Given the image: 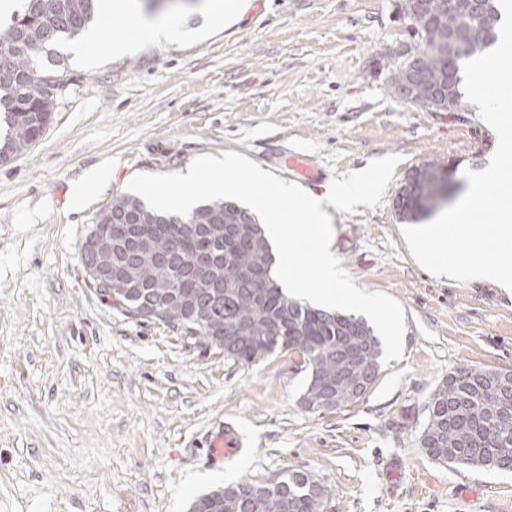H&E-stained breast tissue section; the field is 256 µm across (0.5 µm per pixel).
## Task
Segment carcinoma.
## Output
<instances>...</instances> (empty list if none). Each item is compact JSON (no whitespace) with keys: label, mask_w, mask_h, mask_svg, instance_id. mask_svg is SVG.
Wrapping results in <instances>:
<instances>
[{"label":"carcinoma","mask_w":512,"mask_h":512,"mask_svg":"<svg viewBox=\"0 0 512 512\" xmlns=\"http://www.w3.org/2000/svg\"><path fill=\"white\" fill-rule=\"evenodd\" d=\"M0 38V119L7 130L0 153L11 159L26 152L38 132L52 121L57 99L72 84L71 73L56 58L55 47L64 39L83 33L99 13L101 0H26ZM193 0H145L144 11L182 8ZM499 21L498 0H487L480 20L481 34L473 40L445 43L435 48L438 38L475 24L467 0H446L436 22L418 18L414 33L429 34L423 62L434 77L452 67L460 73V62L493 45ZM41 57L51 59L53 68L40 66ZM426 183L448 179V161L423 163ZM399 219L418 222L435 212L426 208V196L418 188L405 193L398 204ZM124 221L127 235L112 240V253L95 257L100 264L130 265L135 268L141 290L117 296L116 305L128 317L163 324L179 320L180 332L210 342L213 328L224 327V354L233 361L250 364L282 349L302 353L309 371L303 397L313 395L316 383L325 390L354 386L363 374L378 376L383 356L377 334L366 335L370 324L338 310L306 306L289 298L273 278L275 262L261 225L247 208L232 199L207 202L186 216L152 210L134 195L117 194L93 218L90 232L103 231ZM195 224L193 233L176 245L183 225ZM146 236L151 254L144 256L133 238ZM203 257L223 268V278L203 284V269L195 259ZM170 288L176 295H194L202 320L187 317L183 302H170L152 310L150 290ZM512 369H476L459 377L448 373L430 395L419 446L433 460L448 465L483 468L512 467V394L491 377ZM312 476L284 469L278 483L254 494L263 485L241 481L199 496L191 512H323L330 490L318 484L309 488Z\"/></svg>","instance_id":"carcinoma-1"}]
</instances>
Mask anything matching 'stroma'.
<instances>
[{
	"label": "stroma",
	"mask_w": 512,
	"mask_h": 512,
	"mask_svg": "<svg viewBox=\"0 0 512 512\" xmlns=\"http://www.w3.org/2000/svg\"><path fill=\"white\" fill-rule=\"evenodd\" d=\"M400 2L215 0L141 43L140 0H112L98 47L58 46L75 80L43 137L0 164V512H189L288 468L330 489L323 512H512V471L439 463L418 444L448 372L512 369V290L433 276L403 237L392 199L408 171L437 158L479 170L496 134L476 105L433 112L396 95L393 55L413 42ZM225 151L285 181L291 154L340 176L402 157L375 207L331 213L342 268L404 308L402 359L346 407L302 408L296 351L246 365L125 317L81 264L94 215L135 174ZM92 169L109 178L74 207ZM227 423L243 445L216 461L207 442Z\"/></svg>",
	"instance_id": "obj_1"
}]
</instances>
